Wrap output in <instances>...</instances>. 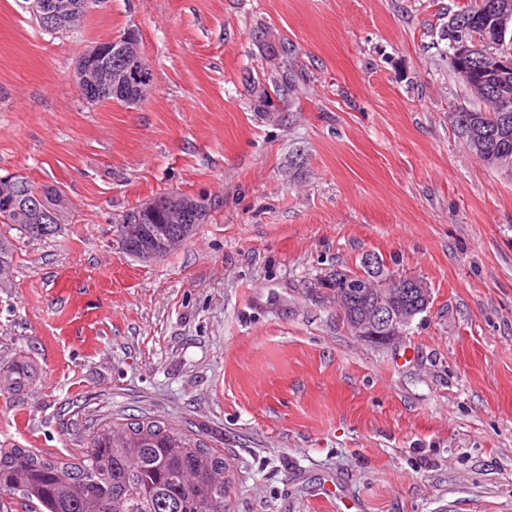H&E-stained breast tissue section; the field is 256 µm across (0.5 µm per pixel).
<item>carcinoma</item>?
<instances>
[{"label": "carcinoma", "mask_w": 512, "mask_h": 512, "mask_svg": "<svg viewBox=\"0 0 512 512\" xmlns=\"http://www.w3.org/2000/svg\"><path fill=\"white\" fill-rule=\"evenodd\" d=\"M501 17L512 22V0H470L448 17L468 25L470 38L477 41L474 64L481 65L491 53L512 52V43L494 40L487 26L488 20ZM448 62L460 82L487 104L484 110L454 113L455 133H462L466 121L495 129L497 139L512 147V71L507 72L505 97L490 84L463 77L453 59ZM34 188V182L15 175L0 183V198ZM178 198L195 207L178 213L165 207L146 215L136 247L161 245L166 255L185 241V214L196 210L206 217L199 200L184 194ZM48 211L61 216L62 198L51 197L42 210L20 203L0 212V224L38 239L33 225L47 223ZM231 484L224 451L196 433L150 417L101 419L73 462L27 448H0V512H13L17 498L27 512H230Z\"/></svg>", "instance_id": "obj_1"}]
</instances>
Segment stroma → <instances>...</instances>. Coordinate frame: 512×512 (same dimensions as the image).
<instances>
[{
    "instance_id": "1",
    "label": "stroma",
    "mask_w": 512,
    "mask_h": 512,
    "mask_svg": "<svg viewBox=\"0 0 512 512\" xmlns=\"http://www.w3.org/2000/svg\"><path fill=\"white\" fill-rule=\"evenodd\" d=\"M467 2L103 0L51 35L0 0V176L67 200L0 278V447L158 416L223 450L233 512H512V172L449 121ZM128 30L151 94L87 102ZM164 193L207 215L143 262L116 226ZM366 255L430 289L399 346L310 295Z\"/></svg>"
}]
</instances>
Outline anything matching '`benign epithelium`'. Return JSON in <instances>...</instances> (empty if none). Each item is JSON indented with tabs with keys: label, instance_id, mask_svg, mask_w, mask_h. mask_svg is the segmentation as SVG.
<instances>
[{
	"label": "benign epithelium",
	"instance_id": "7a95c632",
	"mask_svg": "<svg viewBox=\"0 0 512 512\" xmlns=\"http://www.w3.org/2000/svg\"><path fill=\"white\" fill-rule=\"evenodd\" d=\"M102 0H74L71 4L61 5L57 0H29L28 9L41 22L48 21L55 26L65 25L67 15L72 11L90 10ZM135 32L129 30L109 41L106 48L95 47L87 51L79 62L77 85L80 93L88 101L106 98L114 101V91L122 90L153 75L142 69L137 56H129L127 46ZM453 57L459 62L470 57L471 43L467 34L451 40ZM124 60L123 68L114 72L112 81L107 83L83 82L81 73L110 67L111 57ZM466 137L483 144L492 162L499 167L512 168V155L499 146L495 136L478 129L468 130ZM311 297L326 306H336L340 314L349 312L352 303L360 296L370 299L369 304L350 316L351 334L361 342L377 347H389L406 335L419 310L430 303V290L422 279L415 276L380 271L372 276L365 274L359 278L344 277L336 280V297L321 283L310 291Z\"/></svg>",
	"mask_w": 512,
	"mask_h": 512
}]
</instances>
